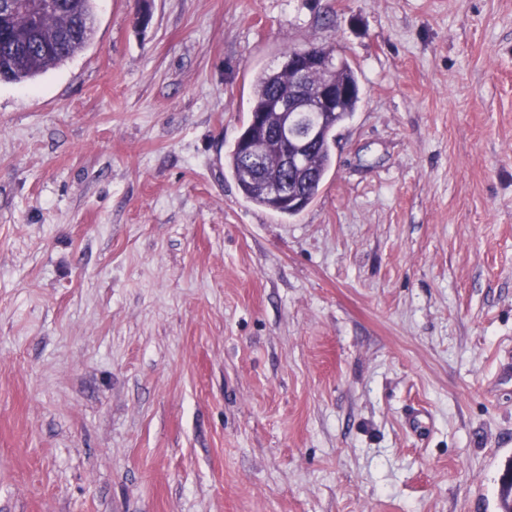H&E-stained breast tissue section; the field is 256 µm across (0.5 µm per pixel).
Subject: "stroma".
Segmentation results:
<instances>
[{"label":"stroma","instance_id":"35a3bbf8","mask_svg":"<svg viewBox=\"0 0 512 512\" xmlns=\"http://www.w3.org/2000/svg\"><path fill=\"white\" fill-rule=\"evenodd\" d=\"M136 10L0 83V512H499L512 0ZM311 46L361 101L282 216L227 155Z\"/></svg>","mask_w":512,"mask_h":512}]
</instances>
